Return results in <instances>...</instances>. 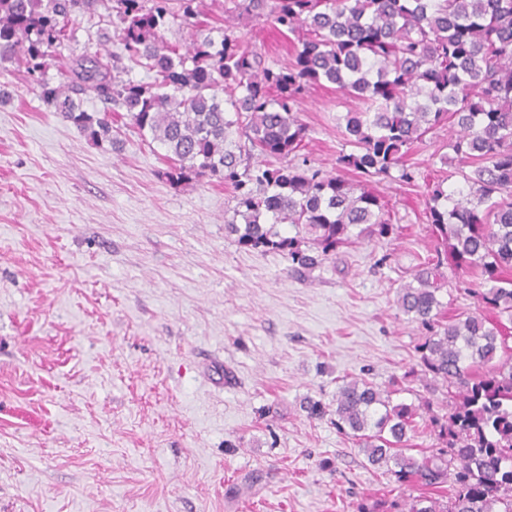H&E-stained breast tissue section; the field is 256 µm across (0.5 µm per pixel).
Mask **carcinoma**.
I'll return each instance as SVG.
<instances>
[{
	"label": "carcinoma",
	"instance_id": "cac0c4a2",
	"mask_svg": "<svg viewBox=\"0 0 512 512\" xmlns=\"http://www.w3.org/2000/svg\"><path fill=\"white\" fill-rule=\"evenodd\" d=\"M202 6L0 0V66L24 68L44 102L93 144L120 143L117 123L128 119L142 141L164 148L171 184L223 180L236 201L229 233L243 246L287 254L295 268L315 267L353 235L390 237L380 199L344 172L373 178L396 169L410 182L406 158L451 124L446 161L463 185L449 194L436 186L427 220L445 259L488 285L476 297L492 317L443 320L442 260L424 262L396 304L425 330L417 347L424 375L453 400L447 414L429 417L436 448L420 460L406 454L417 411H431L433 401L419 394L416 405L396 402L397 384L343 381L336 429L370 466L437 491L403 504L362 503L358 512H512V0H229L226 13L302 34L284 65L266 63L228 26L215 39L198 21ZM75 12L98 16L152 81L124 78L121 62L97 51L72 57L67 82L51 85L46 72L73 40ZM175 24L189 29L184 45L163 36ZM323 81L363 103L343 117L352 150L339 155L336 174L305 159L279 168L256 161L302 147L299 104ZM85 92L103 109H83ZM279 224L296 234L282 235Z\"/></svg>",
	"mask_w": 512,
	"mask_h": 512
}]
</instances>
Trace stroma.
Here are the masks:
<instances>
[{
	"mask_svg": "<svg viewBox=\"0 0 512 512\" xmlns=\"http://www.w3.org/2000/svg\"><path fill=\"white\" fill-rule=\"evenodd\" d=\"M74 53H124L95 16H73ZM234 27L284 64L296 38ZM336 85L300 106L310 164L348 152ZM447 129L408 157L413 182L347 179L384 203L397 239L347 244L318 267L240 246L214 178L171 186L160 146L89 143L0 70V512H357L416 487L370 467L307 399L343 380L379 388L419 361L423 334L396 306L433 256L425 200L452 190ZM448 316L472 315L475 277L445 266Z\"/></svg>",
	"mask_w": 512,
	"mask_h": 512,
	"instance_id": "35a3bbf8",
	"label": "stroma"
}]
</instances>
